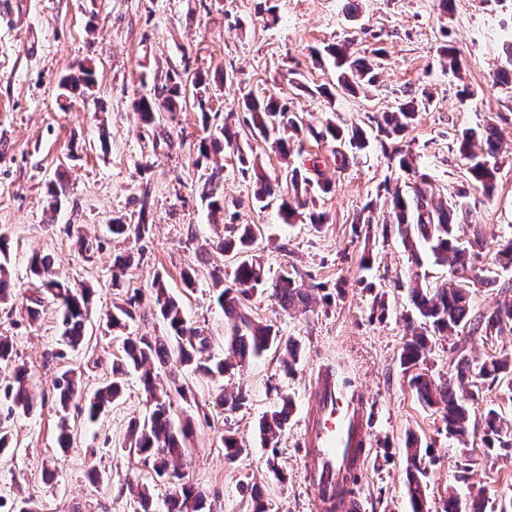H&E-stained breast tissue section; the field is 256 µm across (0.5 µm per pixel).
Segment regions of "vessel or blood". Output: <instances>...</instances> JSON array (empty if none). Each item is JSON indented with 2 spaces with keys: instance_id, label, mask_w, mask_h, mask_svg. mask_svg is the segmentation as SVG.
<instances>
[{
  "instance_id": "1",
  "label": "vessel or blood",
  "mask_w": 512,
  "mask_h": 512,
  "mask_svg": "<svg viewBox=\"0 0 512 512\" xmlns=\"http://www.w3.org/2000/svg\"><path fill=\"white\" fill-rule=\"evenodd\" d=\"M301 446L311 512H364L347 488L368 463L365 406L331 367H321L315 378Z\"/></svg>"
}]
</instances>
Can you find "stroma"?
Segmentation results:
<instances>
[{"label":"stroma","instance_id":"35a3bbf8","mask_svg":"<svg viewBox=\"0 0 512 512\" xmlns=\"http://www.w3.org/2000/svg\"><path fill=\"white\" fill-rule=\"evenodd\" d=\"M12 10L11 20H0V237L7 242L5 268L13 285L0 300V336L10 338L16 362L27 367L35 403L30 413L11 417L0 408L10 434L0 451V512H18L27 495L34 512H134L127 485L133 476L154 485L153 510L166 512L167 486L125 446L130 421L149 410L138 373L125 376L121 398L96 421L69 407L77 435L65 450L56 442L60 413L52 383L68 369L87 393L111 380L113 362L124 355L121 338L106 326L119 300L111 269L120 253L134 257L124 289L141 295L130 333L165 335L149 297L159 277L187 321L205 330L211 355L223 356L224 312L212 299L211 272L232 271L236 259L213 252L212 244L228 224L263 225L258 249L271 274L297 271L327 296L304 313L284 311L266 293L250 301L253 318L298 344L291 374H284L273 350L215 380L178 371L187 396L175 398L173 420L191 427L179 467L204 492L212 512H248L250 485L261 487L270 512H310L299 444L312 385L325 364L349 377L366 407L372 456L359 491L364 512H410L406 443L413 439L429 450L428 512H442L452 491L466 502L483 499L487 512H497L512 497V453L486 451L483 415L493 408L512 418V383L480 384L469 401L463 444L449 438L440 413L411 388L400 363L413 315L408 281L416 270L436 286L448 268L427 258L413 268L402 246L380 190L404 183L405 176L384 151L374 117L421 91L432 94L398 145L412 150L445 195L466 191L493 279L472 288L471 311L486 312L502 287H512V268L495 261L501 240L512 237V89L493 78L506 66L503 31L512 27V0H452L445 9L439 0H12ZM347 38L358 56L378 60L379 80L368 93L331 101L319 89L336 82L332 61L313 64L311 52ZM445 42L459 72L438 53ZM83 63L96 70L93 89L63 98L62 79ZM183 69L206 78L205 108L190 94L177 112L144 126L135 98ZM465 86L472 91L466 98L459 94ZM251 89L280 95L312 126L334 112L366 132L368 146L347 170L337 169L332 144L308 136L302 154L291 158L297 166L319 158L332 182L329 193L313 194L326 216L321 229L304 218L282 223L276 207H260L252 179L229 149L220 156L224 220L210 222L200 198L198 144L210 126L242 128L239 100ZM489 123L499 137L490 197L472 186L457 143L463 130ZM159 135L169 144L156 143ZM62 171L68 174L66 194L52 223L47 186ZM363 210L371 226H354ZM142 215L152 226L143 239L117 238L108 230L112 220L134 224ZM80 235L92 246L83 255L75 245ZM36 253L50 258L60 278L93 291L86 340L78 348L62 343L53 304H45L38 320L27 317L29 261ZM189 268L197 273L191 289L181 279ZM462 352L477 365L512 354V332L433 336L423 366L448 379ZM238 390L248 394L244 405H220L221 392ZM283 395L292 398L293 410L275 446L267 448L257 424ZM228 433L246 448L232 463L224 458Z\"/></svg>","mask_w":512,"mask_h":512}]
</instances>
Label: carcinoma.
Returning <instances> with one entry per match:
<instances>
[{
  "label": "carcinoma",
  "instance_id": "obj_1",
  "mask_svg": "<svg viewBox=\"0 0 512 512\" xmlns=\"http://www.w3.org/2000/svg\"><path fill=\"white\" fill-rule=\"evenodd\" d=\"M337 69V87L355 93L377 81L374 64L355 56L348 42H338L331 48ZM95 84V70L92 65H82L77 71L62 80V87L69 94L83 95ZM186 86L185 76L174 70L168 74L167 84L154 93V96H142L134 102V109L141 121L152 124L160 109L175 111L178 100ZM431 103V95L423 90L420 95L396 105L392 112H383L375 117L378 132L389 140H397L418 112ZM247 117L244 126L250 137L267 138L275 132L291 131L287 137L274 140V148L281 158V172L270 177L258 157L246 153L240 132L228 125L219 128L218 134L200 141L197 163L211 161V155H218L224 149H232L238 154L242 173L250 176L257 186L255 199L267 207L277 203L283 222L288 224L298 215V210L309 206L306 195L316 186L322 192L329 191L330 183L322 179L323 173L318 166L312 171H303L290 166L289 157L293 153L296 135L307 130L317 141L338 145L334 150L336 166L341 170L348 168L350 153L366 147V134L359 127H348L336 121L331 115L314 128L307 125L304 118L291 111L287 103L274 96H257L250 92L244 97ZM458 150L467 161V172L471 183L490 196L493 194L497 173L498 137L496 127L485 125L482 135L466 129L458 137ZM391 157L397 160L401 171L410 176L408 190H395L391 193V205L395 214V224L401 234L403 247L409 252L412 263L420 265L418 246L438 265L448 266V281L437 288H431L419 273H414L409 288L410 302L421 325L413 326V336L405 343L401 354V364L411 372L410 386L419 400L429 407L440 411L448 427V436L461 441L467 435V423L470 417L465 398L457 390L465 386H475V379L496 381L504 372L512 374V360L509 358H490L473 370L471 360L461 354L458 356L456 379L443 381L417 371L420 360L429 352L431 337L429 333L440 336H452L459 328L471 324V332L484 337L501 334L512 324V296H506L497 302L495 308L469 322L471 311L470 288L489 281V270L480 265L485 248L482 230L473 228L472 237L462 245L456 237V226L467 221L469 210L464 198L466 191L444 198L434 189L428 174L419 170L412 152L395 148ZM209 173L203 178L201 198L207 202L210 215L218 223L224 218V196L221 191L223 169L207 167ZM66 193L64 178H58L48 187V209L57 211L61 196ZM147 200L141 201L140 221L136 224H124L115 221L111 225L112 234L117 237L135 238L146 236L150 225L146 221ZM231 235L219 241L216 249L222 254L234 253L238 261L233 271V284L224 285V270L218 268L211 276V287L218 305L224 310L227 332L224 336V358L213 361L207 355L210 341L204 332L191 326L186 320L179 303L169 295L160 278L152 283V299L156 310L167 326L164 336H137L126 338L123 343L124 358L112 368V381L86 396L78 389L73 372L67 370L57 376L53 382L58 392L62 409L79 399L89 418L116 401L122 393L121 376L132 368L140 372L143 389L149 398L150 411L143 420L131 423L127 443L130 452L149 460L156 476L169 488L166 499L167 512H205V495L195 486L184 481L183 474L172 461L184 452L190 426L177 430L171 421L173 396L171 392L157 382L156 367L167 364L170 354L174 353L177 362L184 369L211 378H222L234 365L259 357L271 347L282 351L283 368L291 373L300 356L298 345L278 335L273 325L254 319L250 314L249 301L258 289L270 291L285 311L307 309L316 300L318 284L303 281L300 274L284 272L276 277L255 254L254 245L263 237L258 224H232ZM128 255H118L112 263V286H121L122 279L130 267ZM30 273L37 281L39 296L31 299L27 314L32 320L39 319L45 297H51L56 304L61 337L64 343L75 348L84 339L85 321L88 315L91 292L86 288H77L61 280L51 270L50 261L35 256L30 261ZM140 298L133 294L122 305H113L109 316L112 328H124L134 319ZM15 362L13 346L8 338L0 336V366H13L11 380L3 387V397L9 402L8 414L28 413L34 406L29 388L27 370ZM292 403L283 398L270 412L264 414L258 424L261 439L270 445L288 423ZM485 428L482 443L486 450L512 447V421L506 419L495 409L484 414ZM58 442L60 447L68 448L75 439L74 427L67 416L59 420ZM407 458L411 463L407 492L412 512H423L425 499V478L427 474L424 455L417 443L408 444ZM245 448L232 435L224 436L225 459L234 462ZM139 512H152L153 489L144 484L136 485L133 491ZM443 512H484L477 503L464 504L455 495L448 497Z\"/></svg>",
  "mask_w": 512,
  "mask_h": 512
}]
</instances>
